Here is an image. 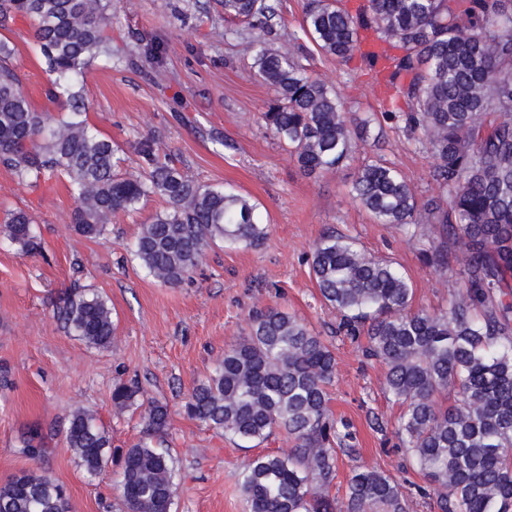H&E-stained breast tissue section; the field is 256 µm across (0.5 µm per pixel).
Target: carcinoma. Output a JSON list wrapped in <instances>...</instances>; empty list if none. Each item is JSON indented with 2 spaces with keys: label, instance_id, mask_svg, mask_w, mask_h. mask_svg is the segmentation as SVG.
<instances>
[{
  "label": "carcinoma",
  "instance_id": "obj_1",
  "mask_svg": "<svg viewBox=\"0 0 512 512\" xmlns=\"http://www.w3.org/2000/svg\"><path fill=\"white\" fill-rule=\"evenodd\" d=\"M224 18L276 34L272 0H220ZM17 14L30 19L35 44L53 84L66 95L57 116L35 110L0 40V167L18 183L65 179L76 207L74 231L102 237L112 215L132 213L143 198L166 208L142 225L134 255L150 276L175 287L219 243L257 248L267 235L258 205L232 190L201 185L158 159L156 141L142 136L137 176L116 173L112 140L88 127L85 70L112 62V0H0V28ZM305 33L316 50L338 62L362 52V39L393 46L385 54L393 101L387 119L434 158L430 175L441 198L419 223L414 193L383 159L362 165L351 194L380 224L427 241L423 260L459 262V288L438 313L411 309L413 288L392 264L368 256L349 237L324 236L311 255L322 301L338 329L366 335L363 355L386 367L385 389L401 407L398 435L436 493L438 512H512V0H369L357 16L340 0H309ZM294 57L257 44L254 74L274 88L262 113L266 128L288 146L311 176L345 165L356 141L369 138L373 116L351 117L336 91ZM498 114L490 126L484 117ZM25 253L41 248L32 217L9 211L0 228ZM68 332L101 348L115 327L107 301L75 288L57 307ZM250 331L227 345L212 374L183 404L185 414L243 443L259 445L277 431L293 437L288 455L258 453L243 467L246 512H407L391 475L356 467L345 495L330 494L344 423L330 414L333 349L297 317L274 307L254 309ZM453 390L451 405L441 400ZM139 390L118 382L112 402L125 409ZM168 407L146 402L144 437L121 453L119 493L126 512H170L174 461L161 448ZM67 443L95 476L111 456L110 438L94 412L71 416ZM0 512H69L66 488L32 471L0 484Z\"/></svg>",
  "mask_w": 512,
  "mask_h": 512
}]
</instances>
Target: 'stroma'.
<instances>
[{"label": "stroma", "mask_w": 512, "mask_h": 512, "mask_svg": "<svg viewBox=\"0 0 512 512\" xmlns=\"http://www.w3.org/2000/svg\"><path fill=\"white\" fill-rule=\"evenodd\" d=\"M305 6L306 0H281L272 48L292 50L303 35ZM111 35V61L92 63L83 88L88 123L111 139L120 173H140L135 143L153 137L160 157L192 179L249 196L268 235L253 249L212 246L190 280L168 287L130 252L141 224L164 209L160 197L143 200L134 213L116 214L105 238L90 240L73 230L75 200L65 183L25 186L0 168V216L26 210L43 245L42 253L30 255L0 241V483L44 471L66 487L70 512H121L118 466L111 461L88 476L66 431L72 412L83 407L102 419L113 450L137 443L140 410L112 402L116 382H134L144 398L169 409L164 447L175 460L173 512H245V462L258 450L289 453L294 440L278 432L258 449L241 448L189 418L182 404L213 372L225 346L248 332L251 310L269 306L296 315L334 346L329 406L350 423L355 438L352 450L339 455L332 494L343 497L350 469L365 465L406 486L408 512H431V499L417 492L424 479L399 446L401 409L385 390V369L364 358L359 341L337 334L336 315L321 302L309 267L315 243L333 230L405 272L413 310L439 311L455 291L456 260L444 268L426 264L419 241L376 223L349 194L358 168L375 157L399 170L419 206L438 194L431 155L381 116L390 105L387 72L358 56L346 64L310 58L347 111L377 116L347 166L310 177L261 119L274 96L251 74L262 32L225 20L218 0H112ZM0 36L15 49L12 63L32 106L60 112L61 101L48 96L50 76L33 50L30 21L15 17ZM154 46L160 52L153 65L142 64ZM76 285L95 289L111 306L117 337L111 347L86 344L54 318L58 298ZM36 430L51 448L39 460L20 448L21 437Z\"/></svg>", "instance_id": "stroma-1"}]
</instances>
